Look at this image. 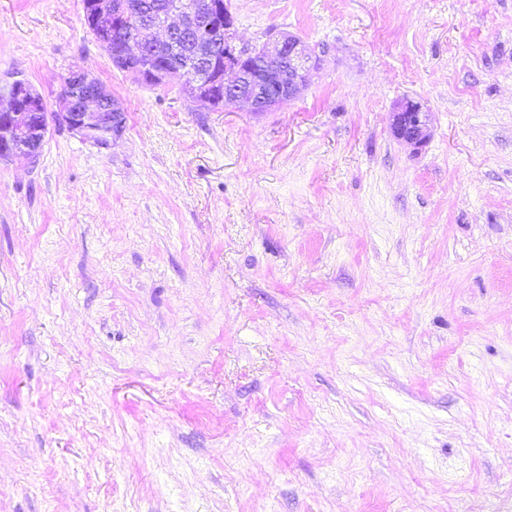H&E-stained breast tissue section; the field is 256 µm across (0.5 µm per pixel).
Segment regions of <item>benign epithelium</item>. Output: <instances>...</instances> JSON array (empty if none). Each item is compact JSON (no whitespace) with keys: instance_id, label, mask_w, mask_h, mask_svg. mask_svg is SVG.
<instances>
[{"instance_id":"1","label":"benign epithelium","mask_w":512,"mask_h":512,"mask_svg":"<svg viewBox=\"0 0 512 512\" xmlns=\"http://www.w3.org/2000/svg\"><path fill=\"white\" fill-rule=\"evenodd\" d=\"M129 8L125 0H93L89 24L101 34L110 31L115 35ZM233 26L232 14L221 0H164L144 14L133 37L117 40L109 56L140 79L156 46L165 44L176 55L188 37L194 55L191 78L183 89L188 100L212 105L220 93L233 100L237 109L262 113L299 96L319 62L309 46L296 36L280 35L259 48V65L247 67L243 50L235 44ZM23 88L22 81H14L8 88L7 107H0V160H36L51 118L100 147L123 132V107L99 79L85 72L66 77L56 112H48L42 97L24 100ZM392 116V133L398 140L416 148L423 145L428 138L429 112L420 102L404 98Z\"/></svg>"}]
</instances>
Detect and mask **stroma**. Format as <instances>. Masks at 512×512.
<instances>
[{
	"mask_svg": "<svg viewBox=\"0 0 512 512\" xmlns=\"http://www.w3.org/2000/svg\"><path fill=\"white\" fill-rule=\"evenodd\" d=\"M229 9L301 95L192 103L83 0H0V90L126 115L0 161V512H512V0ZM392 133L400 141L420 147L428 138L429 113L411 98L398 101L392 112Z\"/></svg>",
	"mask_w": 512,
	"mask_h": 512,
	"instance_id": "35a3bbf8",
	"label": "stroma"
}]
</instances>
